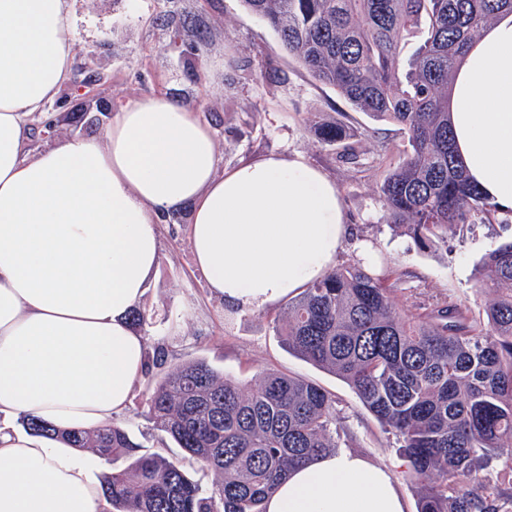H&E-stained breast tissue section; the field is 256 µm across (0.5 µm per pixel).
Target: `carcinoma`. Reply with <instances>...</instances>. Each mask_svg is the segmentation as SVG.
<instances>
[{"instance_id": "1", "label": "carcinoma", "mask_w": 512, "mask_h": 512, "mask_svg": "<svg viewBox=\"0 0 512 512\" xmlns=\"http://www.w3.org/2000/svg\"><path fill=\"white\" fill-rule=\"evenodd\" d=\"M242 3L314 79L402 131L405 157L380 184L393 228L427 245L450 224L495 220L498 206L455 159L448 85L512 0ZM317 132L325 144L348 139L337 124ZM479 282L495 292L482 316L438 303L424 325L358 261L309 285L274 320L288 351L346 380L396 432L422 490L418 512H501L481 471L512 458V240L488 254ZM154 368L164 372L149 387L148 419L179 459L140 452L120 425L65 431L20 418L27 431L112 464L102 487L112 512H265L292 470L339 451L336 401L311 382L268 371L245 389L202 359L169 366L161 347L146 374Z\"/></svg>"}]
</instances>
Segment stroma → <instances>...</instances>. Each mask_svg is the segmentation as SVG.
Here are the masks:
<instances>
[{"label":"stroma","instance_id":"stroma-1","mask_svg":"<svg viewBox=\"0 0 512 512\" xmlns=\"http://www.w3.org/2000/svg\"><path fill=\"white\" fill-rule=\"evenodd\" d=\"M73 23L72 79L48 108L58 120L54 134L36 135L37 147L102 136L109 115L89 105L90 95L115 108L145 95H168L211 126L221 167L267 153H298L322 168L335 182L358 239L372 245L375 272L392 285L407 315L427 321L439 300L482 315L492 294L479 284V266L512 239V223L452 224L426 246L394 231L379 186L401 157L403 134L354 111L335 89L316 81L241 0H73ZM94 71L101 81L93 92L81 90ZM319 120L342 125L357 143V158L322 143L314 130ZM189 223L184 210L160 227L159 264L141 303L149 321L146 352L163 347L171 364L206 360L246 387L270 370L323 387L335 397L345 449L390 469L407 512H417L421 490L405 475L395 433L382 427L344 379L282 346L272 322L285 304L225 308L195 266ZM147 392L146 381H139L120 422L143 451L181 457L180 449L163 448L144 417Z\"/></svg>","mask_w":512,"mask_h":512}]
</instances>
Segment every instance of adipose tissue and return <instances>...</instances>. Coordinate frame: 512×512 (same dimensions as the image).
<instances>
[{
	"instance_id": "adipose-tissue-1",
	"label": "adipose tissue",
	"mask_w": 512,
	"mask_h": 512,
	"mask_svg": "<svg viewBox=\"0 0 512 512\" xmlns=\"http://www.w3.org/2000/svg\"><path fill=\"white\" fill-rule=\"evenodd\" d=\"M71 0H0V414L61 429L112 425L146 368L131 324L165 215L190 211L197 268L226 306L278 305L322 279L355 237L304 157L219 169L199 113L161 94L103 137L34 149L32 117L70 79ZM456 153L512 210V14L462 59L448 93ZM105 468L80 448L0 428V512H101ZM266 512H406L389 470L350 451L294 469Z\"/></svg>"
}]
</instances>
